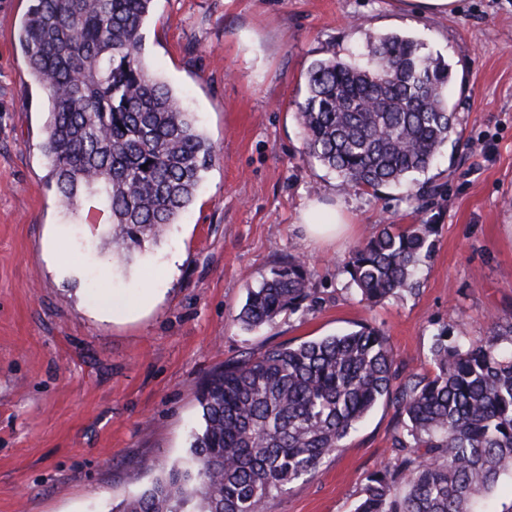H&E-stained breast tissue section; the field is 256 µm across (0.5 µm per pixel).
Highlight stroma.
<instances>
[{
	"label": "stroma",
	"mask_w": 512,
	"mask_h": 512,
	"mask_svg": "<svg viewBox=\"0 0 512 512\" xmlns=\"http://www.w3.org/2000/svg\"><path fill=\"white\" fill-rule=\"evenodd\" d=\"M398 0H156L145 63L180 94L220 152L180 222L131 261L109 264L97 200L61 207L40 150L47 101L17 42L30 0H0V512H112L187 456L202 381L242 353L296 345L370 320L402 373L432 369L442 327L472 339L512 316V0H458L439 17ZM399 33L448 63L456 132L423 202L398 189L345 191L302 154L296 119L315 60L348 58ZM343 202L346 236L307 241L311 198ZM377 224H432L413 292L366 309L344 271ZM292 254L320 301L252 332L235 320L249 288ZM153 289L145 311L99 309ZM382 402L272 512H351L367 476L397 461Z\"/></svg>",
	"instance_id": "35a3bbf8"
}]
</instances>
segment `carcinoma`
I'll return each mask as SVG.
<instances>
[{"instance_id":"carcinoma-1","label":"carcinoma","mask_w":512,"mask_h":512,"mask_svg":"<svg viewBox=\"0 0 512 512\" xmlns=\"http://www.w3.org/2000/svg\"><path fill=\"white\" fill-rule=\"evenodd\" d=\"M19 41L46 96L41 150L62 203L93 195L110 215L112 257L128 260L193 203L220 160L172 88L149 71L143 29L154 0H31ZM449 66L420 42L369 38L347 60L316 61L297 118L304 153L344 189H405L454 133ZM433 224H379L349 254L350 285L368 307L410 293L434 249ZM298 256L278 259L248 289L246 330L314 307ZM433 370L399 372L384 331L355 328L227 360L201 385L189 456L113 512H272L287 484L312 476L379 402L395 408L398 462L371 473L354 512H496L512 478V317L473 341L440 329Z\"/></svg>"}]
</instances>
